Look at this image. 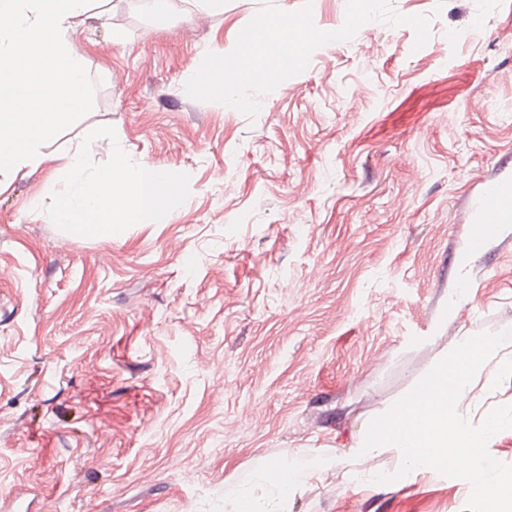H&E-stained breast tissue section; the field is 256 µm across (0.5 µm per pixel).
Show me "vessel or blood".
<instances>
[{
    "label": "vessel or blood",
    "mask_w": 512,
    "mask_h": 512,
    "mask_svg": "<svg viewBox=\"0 0 512 512\" xmlns=\"http://www.w3.org/2000/svg\"><path fill=\"white\" fill-rule=\"evenodd\" d=\"M469 226L472 248H480L512 225V179H485L479 195L467 204L462 213Z\"/></svg>",
    "instance_id": "1"
}]
</instances>
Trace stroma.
<instances>
[{
  "label": "stroma",
  "instance_id": "35a3bbf8",
  "mask_svg": "<svg viewBox=\"0 0 512 512\" xmlns=\"http://www.w3.org/2000/svg\"><path fill=\"white\" fill-rule=\"evenodd\" d=\"M347 0H94L76 38L94 109L0 174V512H225L301 468L288 512H464L472 486L352 450L463 339L512 329V227L457 220L512 177V0H388L248 115L189 97L262 8ZM180 183L151 221L54 219L69 151ZM512 406V340L462 404Z\"/></svg>",
  "mask_w": 512,
  "mask_h": 512
}]
</instances>
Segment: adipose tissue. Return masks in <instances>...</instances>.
I'll list each match as a JSON object with an SVG mask.
<instances>
[{
  "mask_svg": "<svg viewBox=\"0 0 512 512\" xmlns=\"http://www.w3.org/2000/svg\"><path fill=\"white\" fill-rule=\"evenodd\" d=\"M86 151L82 144L68 157L64 171L67 188L58 194L54 210L59 223H141L162 212L177 192L176 183L154 168L143 163L133 166L123 159L117 160L110 172L89 177ZM307 478L304 470H289L287 481L274 484L264 496H242L231 512H284L289 485H302Z\"/></svg>",
  "mask_w": 512,
  "mask_h": 512,
  "instance_id": "adipose-tissue-1",
  "label": "adipose tissue"
}]
</instances>
